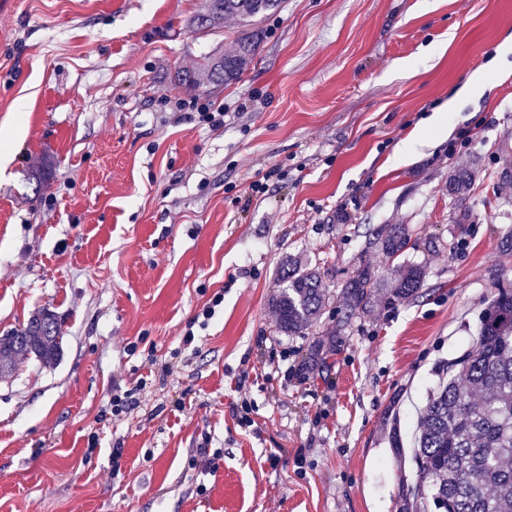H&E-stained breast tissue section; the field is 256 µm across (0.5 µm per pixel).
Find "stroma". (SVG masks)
Segmentation results:
<instances>
[{
	"mask_svg": "<svg viewBox=\"0 0 512 512\" xmlns=\"http://www.w3.org/2000/svg\"><path fill=\"white\" fill-rule=\"evenodd\" d=\"M200 3L0 0V335L64 321L56 364L0 377V512H397L436 369L512 287V49L506 80L421 126L512 34V0H284L237 82L191 92L238 30L195 33ZM194 98L230 118L178 111ZM386 224L425 283L348 315L360 262L394 278ZM291 259L333 294L306 336L271 307ZM473 166L454 169L448 175V195L453 200L455 208L459 211L458 224H464L469 212L468 202L474 179ZM374 243L386 258L393 261L416 246L408 227L403 224H386L376 233Z\"/></svg>",
	"mask_w": 512,
	"mask_h": 512,
	"instance_id": "35a3bbf8",
	"label": "stroma"
}]
</instances>
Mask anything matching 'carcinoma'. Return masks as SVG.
I'll list each match as a JSON object with an SVG mask.
<instances>
[{"instance_id": "1", "label": "carcinoma", "mask_w": 512, "mask_h": 512, "mask_svg": "<svg viewBox=\"0 0 512 512\" xmlns=\"http://www.w3.org/2000/svg\"><path fill=\"white\" fill-rule=\"evenodd\" d=\"M282 0H205L193 29L207 33L224 17L240 26L236 52L206 54L200 70L209 84L224 86L241 78L262 40L260 22L278 10ZM473 167L448 175V195L465 223ZM375 244L392 260L415 248L404 224H387ZM425 266H397L389 296L406 300L422 288ZM283 287L272 299L280 330L303 336L319 319L330 292L317 267L288 261ZM382 287L374 268L361 263L342 284L350 313L365 310ZM62 320L44 308L26 325L0 336V376L16 370L20 356L42 366L56 362L62 349ZM413 457L415 481L402 485L399 512H512V289L502 288L481 316L476 346L446 366L420 413Z\"/></svg>"}]
</instances>
